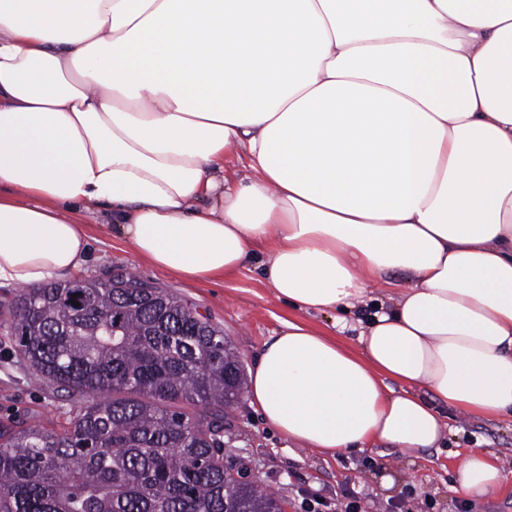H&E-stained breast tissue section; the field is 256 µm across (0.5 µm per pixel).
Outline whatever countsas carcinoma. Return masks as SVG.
<instances>
[{
	"label": "carcinoma",
	"mask_w": 512,
	"mask_h": 512,
	"mask_svg": "<svg viewBox=\"0 0 512 512\" xmlns=\"http://www.w3.org/2000/svg\"><path fill=\"white\" fill-rule=\"evenodd\" d=\"M8 328L71 403L60 431L0 428V512H278L224 469L242 363L185 300L126 272L53 282L18 291Z\"/></svg>",
	"instance_id": "1"
}]
</instances>
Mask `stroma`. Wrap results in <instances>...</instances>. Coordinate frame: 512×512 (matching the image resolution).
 Masks as SVG:
<instances>
[{
    "label": "stroma",
    "mask_w": 512,
    "mask_h": 512,
    "mask_svg": "<svg viewBox=\"0 0 512 512\" xmlns=\"http://www.w3.org/2000/svg\"><path fill=\"white\" fill-rule=\"evenodd\" d=\"M90 237L83 278L128 270L141 281L177 293L224 330V339L251 368L265 342L278 335L284 321H301L331 331L332 321L320 312L294 313L275 298L256 263L210 283L189 282L142 261L132 246L103 229L98 217L84 215ZM17 285L0 286V425L33 418L61 427L69 406L44 386L20 354L7 327L8 307ZM232 429L224 442L225 467L244 468L249 479L261 480L270 492L287 501L289 512H301L300 489L319 491L328 499L343 489L359 492L364 512H512V425L494 417L451 416V432L442 448L409 457L399 450L374 446L366 453L337 455L291 447L269 428L242 397L231 411ZM484 449L507 470L499 492L474 499L452 487L454 472L470 449Z\"/></svg>",
    "instance_id": "35a3bbf8"
}]
</instances>
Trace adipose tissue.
<instances>
[{
  "label": "adipose tissue",
  "instance_id": "1",
  "mask_svg": "<svg viewBox=\"0 0 512 512\" xmlns=\"http://www.w3.org/2000/svg\"><path fill=\"white\" fill-rule=\"evenodd\" d=\"M83 211L187 281L265 247L278 300L357 330L285 321L251 368L297 447L512 422V0H0V283L81 268ZM505 478L471 451L454 487Z\"/></svg>",
  "mask_w": 512,
  "mask_h": 512
}]
</instances>
